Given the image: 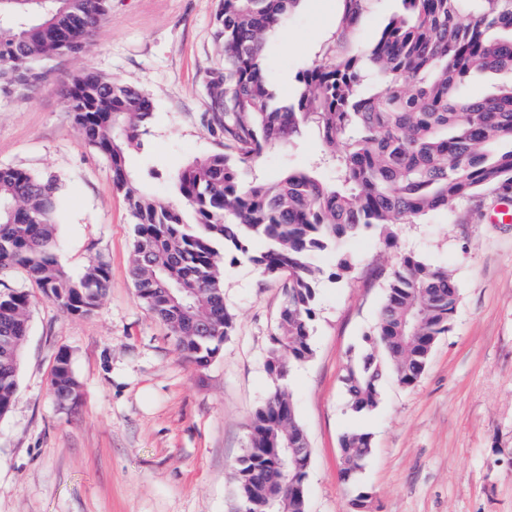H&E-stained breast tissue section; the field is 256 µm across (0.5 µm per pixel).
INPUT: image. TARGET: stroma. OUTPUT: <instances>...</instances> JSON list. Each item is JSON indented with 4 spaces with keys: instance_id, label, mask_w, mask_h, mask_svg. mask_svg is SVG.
Wrapping results in <instances>:
<instances>
[{
    "instance_id": "obj_1",
    "label": "stroma",
    "mask_w": 512,
    "mask_h": 512,
    "mask_svg": "<svg viewBox=\"0 0 512 512\" xmlns=\"http://www.w3.org/2000/svg\"><path fill=\"white\" fill-rule=\"evenodd\" d=\"M220 0H112L88 48L57 58L44 77L0 98V166L56 180L66 203L57 227L61 263L107 264L98 306L73 315L47 299L23 269L10 286L31 296L17 390L0 417V512H237L232 466L245 452L253 413L289 392L311 448L308 512H348L360 493L372 512H512V221L495 188L417 224L399 225L396 247L366 231L347 240L350 277L333 279L327 251L316 286L314 354L285 380L266 368L282 291L241 258L223 266L224 301L236 328L206 367L188 362L138 300L130 276L133 226L104 155L89 145L60 94L61 81L95 73L134 85L154 117L131 164L155 199L174 202L169 176L187 160L223 150L211 124L209 73L222 66ZM401 0H366L341 28L343 0H298L265 36L264 76L279 101L328 48L348 57L374 42ZM321 144L304 132L259 163L269 178L315 165ZM448 267L460 299L413 386L386 376L377 407L352 413L347 363L366 349L398 254ZM80 383L74 404L51 391L60 351ZM370 433L353 480L341 476L340 439Z\"/></svg>"
}]
</instances>
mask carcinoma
I'll return each instance as SVG.
<instances>
[{"mask_svg": "<svg viewBox=\"0 0 512 512\" xmlns=\"http://www.w3.org/2000/svg\"><path fill=\"white\" fill-rule=\"evenodd\" d=\"M111 0H0V97L38 80L57 57L93 41ZM298 0H220L216 15L224 70L208 87L224 150L188 161L170 178L179 203L162 205L130 167L131 152L153 117L148 96L102 75L77 76L61 94L84 139L108 159L113 187L134 225L132 279L141 303L169 329L177 348L206 366L232 335L219 264L245 256L281 283L283 301L271 335L267 370L279 377L313 355L317 257L338 251L341 279L354 268L341 245L371 228L415 224L487 187L512 190V0H402L376 41L358 54L331 53L298 76L300 89L273 103L264 76V34ZM364 0H345L342 28ZM508 77L495 94H466L472 75ZM305 130L318 136L332 171L288 170L275 181L258 170L273 146ZM65 207L56 184L0 166V417L14 398L20 338L31 298L6 278L16 268L71 314L87 315L108 281L107 264L69 271L57 255ZM263 249L252 250L254 241ZM460 299L444 266L404 253L391 268L367 352L349 363L344 384L354 412L375 408L388 371L410 386L448 332ZM51 386L60 402L79 383L61 351ZM308 447L292 400L275 391L253 414L249 446L233 465L239 503L265 512H306L310 454L288 462L287 444ZM349 479L371 448V436L340 439Z\"/></svg>", "mask_w": 512, "mask_h": 512, "instance_id": "obj_1", "label": "carcinoma"}]
</instances>
